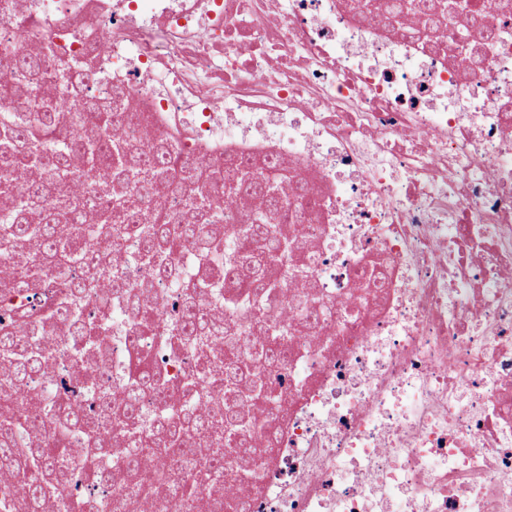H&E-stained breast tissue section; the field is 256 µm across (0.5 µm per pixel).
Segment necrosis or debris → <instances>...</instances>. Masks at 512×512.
Listing matches in <instances>:
<instances>
[{"mask_svg":"<svg viewBox=\"0 0 512 512\" xmlns=\"http://www.w3.org/2000/svg\"><path fill=\"white\" fill-rule=\"evenodd\" d=\"M384 2L0 0V43L17 19L44 44L73 23L80 41L47 54L46 82L60 60L82 61L77 109L117 89L114 125L136 138L190 163L273 161L288 175L277 196L300 221L273 227L292 247L266 295L237 287L235 236L223 277L200 290L204 303L222 299L243 342L257 308L280 329L284 308L302 309L287 360L250 364L281 405L259 413L248 462L225 459L216 478L248 512H512V0L480 18L466 0L415 38L401 22L371 23ZM465 28L480 55L458 45ZM150 275L131 239L100 285ZM85 276L77 263L38 288L0 289V322L30 353L56 348L27 388L97 416L138 355L167 386L196 375L187 348L129 334L118 295L107 362L74 372L66 324L26 332L16 306L43 310ZM148 305L163 324L188 318L170 278ZM125 447L102 461L108 480L74 468L64 498L129 512ZM198 456L195 435L170 454L171 488L148 512H181L172 489L194 479Z\"/></svg>","mask_w":512,"mask_h":512,"instance_id":"necrosis-or-debris-1","label":"necrosis or debris"}]
</instances>
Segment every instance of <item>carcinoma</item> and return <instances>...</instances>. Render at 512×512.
Returning <instances> with one entry per match:
<instances>
[{"mask_svg": "<svg viewBox=\"0 0 512 512\" xmlns=\"http://www.w3.org/2000/svg\"><path fill=\"white\" fill-rule=\"evenodd\" d=\"M34 32L22 22L14 25L10 41L0 45V224L4 233L0 245L10 255V265L0 271V287L26 290L34 288L42 279L46 268L63 274L71 264L86 254L87 244L97 241L102 245L98 255L101 263L114 265L122 255L124 242L136 237L143 247V259L158 276L171 275L183 288L186 305H195L197 288L204 278H218L224 266L222 239L207 232L196 239L195 268L188 275L173 271L169 258L184 242L191 238L188 224L170 223L166 198L158 186L163 182L180 181L182 187L193 195L190 203L191 224L205 227L217 224L221 215L203 188L212 183L224 186L229 183L228 204L236 203V196H261L263 186L246 184L248 177L243 171L230 166L225 172L209 170L205 165L188 168L179 159L177 149L159 140L144 145L137 140L112 139L108 128L112 126V107L98 109L85 118L69 114L61 98L45 100L40 97L30 105L29 116H17L10 112L16 103L20 88L39 89L40 58L32 52ZM22 63L28 73L27 83L19 86L13 78L17 63ZM104 172L99 183V193L107 200V206L95 212L87 207L81 191L78 174L96 170ZM60 186L52 207L44 208V186L34 178L35 171ZM288 209L273 197L261 196V208L251 220L252 230L241 248L246 261L247 273L239 282L240 287L257 293L267 285L271 275L269 265L280 250V240L269 234L268 225L286 224ZM96 281V268L87 270L85 281L73 291L61 297L56 307L38 313L30 319L41 332H52L57 320L65 317L76 327L78 337L87 341L86 349L100 362L109 358V346L105 342L111 322L102 315L100 322H84L79 319L81 296ZM153 287L142 283L137 292L126 291V302L133 320L129 331L145 335L154 331L150 312L141 307L140 296ZM202 319L187 331L173 327L169 336L178 344L190 348L200 362L203 371L218 377L228 389L247 381L249 357L237 346L232 329H224V336L213 335L214 320ZM28 360L25 349L15 339L12 329H0V476L25 477L34 471L41 483L40 489L51 493L59 491L68 481L70 459L65 446L70 434L81 429L88 434L89 447L84 452L86 474L98 480L101 471L98 461L112 450V435H100V423L83 418L71 409L55 412L41 399L25 393L22 382L24 362ZM136 362L129 376L144 380V385L159 396H165L164 384L155 374L140 370ZM197 393L188 382L180 391L169 395L174 404L162 410L155 429L164 434L157 438L143 433L140 417L129 411V402L117 401L112 392L106 391L103 399L107 407L116 413V419L137 436L141 457L150 456L155 465L142 467L137 457L129 460L127 467L128 504L130 512H146L148 503L168 486L166 456L171 448L182 443V436L195 428L199 421L189 412V402ZM208 431L201 439L200 452L219 462L224 459L221 443L224 431L234 432L243 427V414L235 403L224 401V390L215 394L208 408ZM49 430L58 437L55 448L20 447L17 435L21 432L36 433ZM211 474H204L200 483L182 491V500L189 510L203 509L217 512L224 508V499L210 493ZM46 494L41 497H20L13 501L14 512H41Z\"/></svg>", "mask_w": 512, "mask_h": 512, "instance_id": "obj_1", "label": "carcinoma"}]
</instances>
